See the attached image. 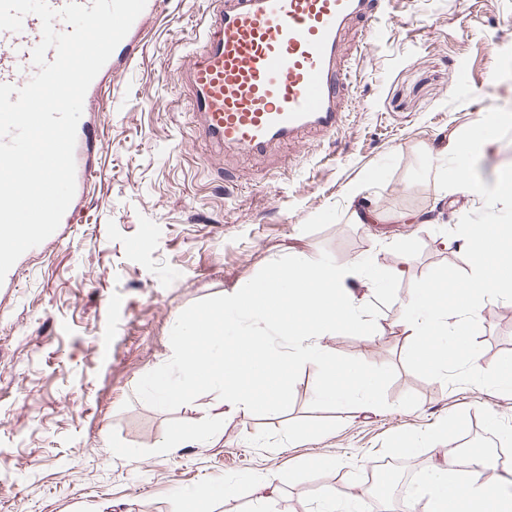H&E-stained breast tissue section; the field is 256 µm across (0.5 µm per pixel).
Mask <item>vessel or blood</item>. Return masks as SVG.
<instances>
[{"instance_id":"b4317fda","label":"vessel or blood","mask_w":512,"mask_h":512,"mask_svg":"<svg viewBox=\"0 0 512 512\" xmlns=\"http://www.w3.org/2000/svg\"><path fill=\"white\" fill-rule=\"evenodd\" d=\"M215 9L183 72L195 132L217 151L264 159L281 143L312 132L338 131L349 78L346 29L357 20L388 17L387 0H213ZM160 0H147L128 34L102 68L124 74L138 59L140 35ZM42 22L27 15L21 31H0V84L25 85L35 73L31 53ZM98 129L77 127L74 159L77 199L91 174Z\"/></svg>"}]
</instances>
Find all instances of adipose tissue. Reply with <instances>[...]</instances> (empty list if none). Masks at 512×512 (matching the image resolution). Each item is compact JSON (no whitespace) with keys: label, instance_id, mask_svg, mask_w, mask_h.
Wrapping results in <instances>:
<instances>
[{"label":"adipose tissue","instance_id":"obj_1","mask_svg":"<svg viewBox=\"0 0 512 512\" xmlns=\"http://www.w3.org/2000/svg\"><path fill=\"white\" fill-rule=\"evenodd\" d=\"M487 455H477L467 470L435 466L426 470L410 499L425 502V512H512V492L481 480L483 470L494 467Z\"/></svg>","mask_w":512,"mask_h":512}]
</instances>
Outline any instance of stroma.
<instances>
[{
    "label": "stroma",
    "mask_w": 512,
    "mask_h": 512,
    "mask_svg": "<svg viewBox=\"0 0 512 512\" xmlns=\"http://www.w3.org/2000/svg\"><path fill=\"white\" fill-rule=\"evenodd\" d=\"M391 12L393 21L347 36L340 130L262 161L214 159L192 130L182 68L201 45L208 0H164L137 63L104 76L83 105L100 137L82 219L60 242L25 252L14 283L0 286V512H171L217 479L266 475L277 478L279 512H314L323 490L348 491L370 464L421 472L443 462L431 443L401 454L400 432L444 424L452 443L489 434L492 456L512 438V395L409 371L400 319L416 280L466 266L451 230L480 205L440 189L435 174L464 129L492 107L512 108V0H396ZM355 183L363 192L353 200ZM362 210L375 222L359 221ZM324 251L341 265L374 257L405 268L374 334L327 339L336 354L395 368L389 408L311 409L305 367L287 415L225 418L211 448L113 455L110 432L152 450L169 421H201L220 403L206 393L168 412L135 395L146 371L171 358L185 308L229 294L274 259ZM478 322L475 364L488 368L512 352V301L488 304ZM317 455L335 466L301 469Z\"/></svg>",
    "instance_id": "35a3bbf8"
}]
</instances>
